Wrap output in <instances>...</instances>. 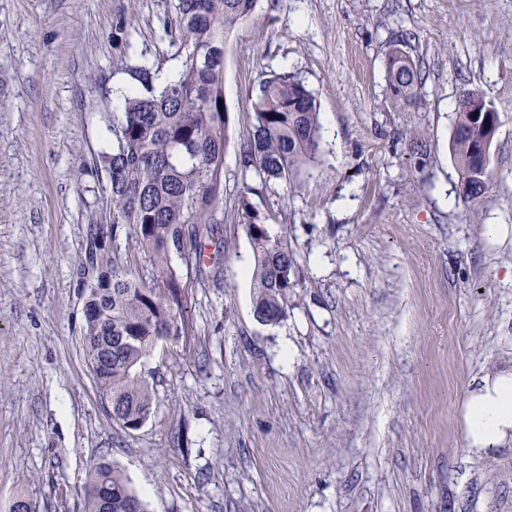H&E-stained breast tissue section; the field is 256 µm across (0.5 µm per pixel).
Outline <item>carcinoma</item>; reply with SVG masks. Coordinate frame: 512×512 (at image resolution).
I'll list each match as a JSON object with an SVG mask.
<instances>
[{
    "label": "carcinoma",
    "instance_id": "cac0c4a2",
    "mask_svg": "<svg viewBox=\"0 0 512 512\" xmlns=\"http://www.w3.org/2000/svg\"><path fill=\"white\" fill-rule=\"evenodd\" d=\"M258 0H177L174 13L161 20L173 59L183 76L153 85L145 64L134 73L145 92L123 95L122 110L112 116L110 149L96 164L108 175L112 221L91 224L89 250L100 270L96 283L82 285L96 311L85 316L84 354L102 396L112 402V418L137 429L147 420L155 395L142 372L161 341L179 343L195 335L192 306L196 285L221 281L219 263H205L215 226L243 228L254 254V316L278 323L288 310V289L300 284L296 255L285 234L273 236L267 216L249 200L251 188L224 205V154L229 144L230 113L224 98V38L253 16ZM394 40L386 63V82L401 109L420 104L424 78L420 65ZM495 112L478 90H465L455 106L451 139L459 179L474 183L464 201L478 204L492 183L491 169L479 173L475 150L490 135L474 112ZM410 151L426 163L422 129L412 131ZM321 122L313 92L294 72L263 78L252 99L249 130L240 144L242 170L265 186L295 183L318 161ZM125 238L143 254L150 280L118 262L106 239ZM84 512H148L114 465L99 461L88 474Z\"/></svg>",
    "mask_w": 512,
    "mask_h": 512
}]
</instances>
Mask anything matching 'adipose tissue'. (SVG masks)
Here are the masks:
<instances>
[{"label":"adipose tissue","instance_id":"adipose-tissue-1","mask_svg":"<svg viewBox=\"0 0 512 512\" xmlns=\"http://www.w3.org/2000/svg\"><path fill=\"white\" fill-rule=\"evenodd\" d=\"M464 439L472 452L512 445V367L485 375L463 404Z\"/></svg>","mask_w":512,"mask_h":512}]
</instances>
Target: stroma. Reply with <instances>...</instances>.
<instances>
[{
    "label": "stroma",
    "mask_w": 512,
    "mask_h": 512,
    "mask_svg": "<svg viewBox=\"0 0 512 512\" xmlns=\"http://www.w3.org/2000/svg\"><path fill=\"white\" fill-rule=\"evenodd\" d=\"M174 4L137 0L117 42L126 0H0V512L20 494L83 512L101 458L150 512H512V447L474 454L462 418L512 363V0H258L225 37L224 195L253 186L301 284L259 323L251 243L221 225L223 284L197 287L190 342L146 360L157 405L129 430L84 362L78 267L109 219L96 159L118 90L143 63L181 71L159 23ZM402 30L426 78L416 112L387 91ZM283 71L316 96L322 152L300 186L263 189L239 146L260 79ZM471 88L500 118L476 209L450 151Z\"/></svg>",
    "instance_id": "obj_1"
}]
</instances>
